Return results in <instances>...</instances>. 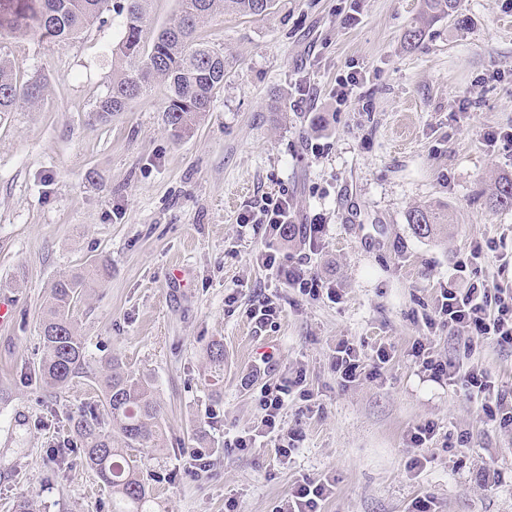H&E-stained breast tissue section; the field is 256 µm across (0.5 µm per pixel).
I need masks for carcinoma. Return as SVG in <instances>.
Here are the masks:
<instances>
[{
  "instance_id": "1",
  "label": "carcinoma",
  "mask_w": 512,
  "mask_h": 512,
  "mask_svg": "<svg viewBox=\"0 0 512 512\" xmlns=\"http://www.w3.org/2000/svg\"><path fill=\"white\" fill-rule=\"evenodd\" d=\"M111 0H0V34L34 32L44 39L60 41L77 37L101 19ZM122 36L107 91L95 103L102 121L125 111L131 101L159 79L167 88L165 122L177 138L191 131L206 112L217 90L224 85V54L198 41L195 32L207 19L232 11L259 16L274 7V0H180L178 19L161 28L152 41L143 40L147 0H124ZM415 23L403 33L410 49L418 48L433 24L461 15V0H421ZM45 84L37 79L21 81L13 72L10 52L0 44V114L21 105H33L44 96ZM495 210L512 209V178L498 182L489 198ZM415 234L433 237L447 215L431 206H417L407 214ZM94 264L84 273L63 277L53 285L47 310L40 323L43 357L39 381L55 391L74 378L88 374L85 343L72 321L73 303L102 276ZM214 369L224 366V344L214 341L206 349ZM101 403L112 430L102 429L94 414L72 420L75 443L82 450V463L111 488L108 512H163L154 506L149 483L131 450L161 449L164 437L159 422L161 406L152 382L126 368L118 358L105 362L97 379Z\"/></svg>"
}]
</instances>
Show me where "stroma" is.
Wrapping results in <instances>:
<instances>
[{"mask_svg":"<svg viewBox=\"0 0 512 512\" xmlns=\"http://www.w3.org/2000/svg\"><path fill=\"white\" fill-rule=\"evenodd\" d=\"M276 0L263 16L224 14L198 29L223 49L224 85L192 132L174 138L162 82L108 122L94 115L112 73L124 0L88 31L49 42L0 36L20 80L41 79L38 106L0 114V512H106L108 487L70 449V416L100 409L104 358L149 374L167 448L139 453L164 512H275L295 482L328 479L321 512H512V426L488 422L463 385L423 373L412 345L483 369L512 390V348L427 328L441 289L477 281L512 293V210L486 201L512 175L487 148L512 128V0H462L458 19L407 49L421 0ZM359 74L346 103L339 79ZM287 199L299 223L320 217L316 245L242 228L262 199ZM449 212L447 232L417 236L407 214ZM481 244L479 262L470 248ZM304 262L335 289L310 298L263 265ZM108 261L111 276L77 301L91 376L50 395L39 386L40 316L53 283ZM278 317L257 323L264 299ZM391 352L381 376L340 386V340ZM224 344L211 373L206 348ZM305 370L313 411L291 395L280 418L302 440L239 448L259 426L263 392ZM430 424L425 449L408 432ZM204 453L195 470L193 450ZM426 456L425 469L410 464Z\"/></svg>","mask_w":512,"mask_h":512,"instance_id":"1","label":"stroma"}]
</instances>
